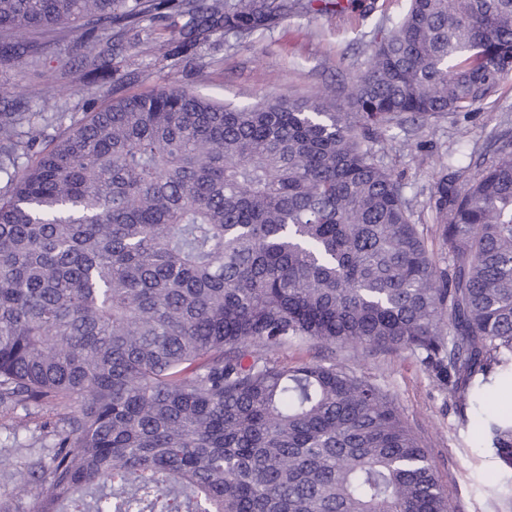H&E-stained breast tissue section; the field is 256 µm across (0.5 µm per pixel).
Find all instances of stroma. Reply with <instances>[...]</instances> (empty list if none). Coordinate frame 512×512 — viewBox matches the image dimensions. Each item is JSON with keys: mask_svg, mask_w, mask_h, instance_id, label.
<instances>
[{"mask_svg": "<svg viewBox=\"0 0 512 512\" xmlns=\"http://www.w3.org/2000/svg\"><path fill=\"white\" fill-rule=\"evenodd\" d=\"M405 0H375V7L349 15L291 12L270 31L247 38L213 35L202 44L175 46L157 58L148 43L120 52L112 76L88 91L72 93L51 84L56 61L47 59L28 73L0 63V83L15 87L26 111L36 113L48 134L103 107L112 97L148 92L168 84L231 105L256 102L271 94L313 99L324 87H341L362 70L378 30L403 12ZM57 106L42 107L45 97ZM512 134V74L475 111L448 114L424 129L405 123L384 132L375 148L383 165L402 180L417 221L433 224L430 188L440 162L478 172L477 161L501 134ZM275 358L336 361L364 374L388 391L404 420L420 438L435 475L455 512H512V497L499 488L512 481L508 468L478 428L481 412L460 409L432 372L409 351L366 350L296 341L277 349ZM55 415L45 405L0 407V506L31 512L33 500L18 497L22 463L43 456L52 443Z\"/></svg>", "mask_w": 512, "mask_h": 512, "instance_id": "1", "label": "stroma"}]
</instances>
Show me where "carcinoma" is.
<instances>
[{
  "label": "carcinoma",
  "mask_w": 512,
  "mask_h": 512,
  "mask_svg": "<svg viewBox=\"0 0 512 512\" xmlns=\"http://www.w3.org/2000/svg\"><path fill=\"white\" fill-rule=\"evenodd\" d=\"M362 0H0L24 72L91 38H239ZM512 72V0H408L368 66L310 101L240 107L169 85L116 96L52 138L0 110V405L60 404L25 464L32 512H453L393 397L291 340L409 350L466 404L512 376V134L434 183L440 267L371 143L472 112ZM512 468V411L482 427Z\"/></svg>",
  "instance_id": "cac0c4a2"
}]
</instances>
